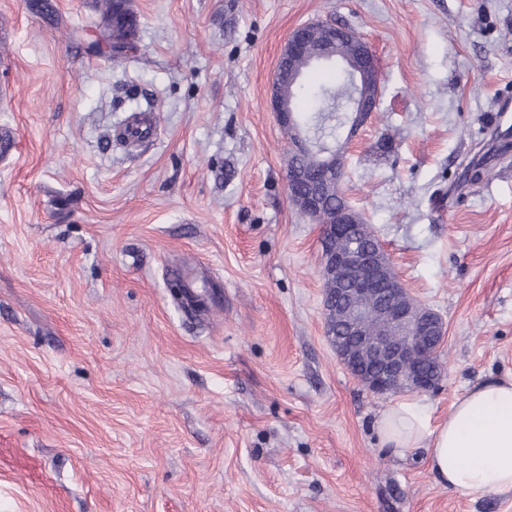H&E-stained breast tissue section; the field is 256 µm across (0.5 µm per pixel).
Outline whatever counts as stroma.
I'll list each match as a JSON object with an SVG mask.
<instances>
[{
  "instance_id": "35a3bbf8",
  "label": "stroma",
  "mask_w": 512,
  "mask_h": 512,
  "mask_svg": "<svg viewBox=\"0 0 512 512\" xmlns=\"http://www.w3.org/2000/svg\"><path fill=\"white\" fill-rule=\"evenodd\" d=\"M52 3L0 0V512H512L375 429L512 377V0H130L135 61L88 49L93 0ZM316 20L377 60L342 189L447 327L432 392L369 393L325 334L321 227L269 103ZM135 112L149 141H105ZM468 162L490 178L458 186Z\"/></svg>"
}]
</instances>
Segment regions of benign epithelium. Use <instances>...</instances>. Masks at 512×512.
I'll list each match as a JSON object with an SVG mask.
<instances>
[{
    "label": "benign epithelium",
    "instance_id": "benign-epithelium-1",
    "mask_svg": "<svg viewBox=\"0 0 512 512\" xmlns=\"http://www.w3.org/2000/svg\"><path fill=\"white\" fill-rule=\"evenodd\" d=\"M330 29L329 47L317 65L334 62L347 75L349 108L347 138H352L358 128L367 122L377 108L379 77L376 59L367 43H360L353 54L339 51L337 35L346 28L327 23H308L295 28L288 36L277 63L270 87V106L278 121L295 129L292 155L308 151L321 155L318 166L292 172L288 175V197H293L296 184L304 182L311 187L331 180L341 183L344 176L343 144H318L302 129L296 106L285 101L278 88L282 69L303 55L308 31L313 27ZM307 211L323 227V243L350 233L362 216L351 206L330 209L326 199L318 193L307 197ZM323 279L336 280V304L323 303L325 335L331 341L336 356L345 367L351 363L372 365L378 375L372 378L375 386L388 388L407 381L413 376V360L435 356L444 343L446 327L434 311L416 309L406 305L402 298L407 289L397 276L388 254L382 249L372 250L353 240L343 251H324L321 267ZM381 287V298L370 306L358 303L357 296ZM375 313L380 319V329L372 338H366L365 318Z\"/></svg>",
    "mask_w": 512,
    "mask_h": 512
}]
</instances>
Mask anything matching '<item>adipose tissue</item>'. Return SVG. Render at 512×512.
Segmentation results:
<instances>
[{
    "mask_svg": "<svg viewBox=\"0 0 512 512\" xmlns=\"http://www.w3.org/2000/svg\"><path fill=\"white\" fill-rule=\"evenodd\" d=\"M386 453L426 448L437 479L462 493L512 490V378L479 384L431 425L413 404L385 408L376 422Z\"/></svg>",
    "mask_w": 512,
    "mask_h": 512,
    "instance_id": "ef3b65f1",
    "label": "adipose tissue"
}]
</instances>
